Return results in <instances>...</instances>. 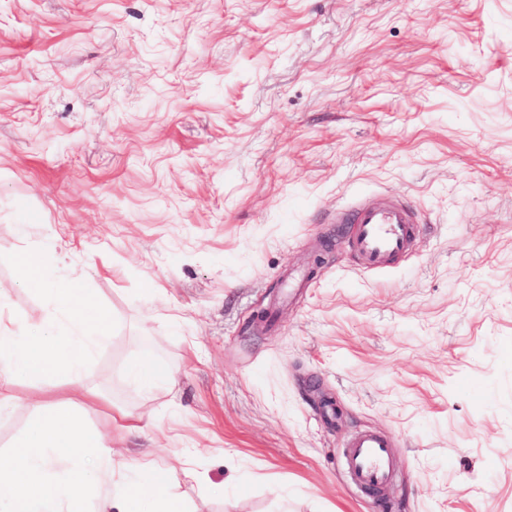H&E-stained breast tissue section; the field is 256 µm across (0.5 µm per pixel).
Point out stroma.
I'll return each mask as SVG.
<instances>
[{"label": "stroma", "instance_id": "obj_1", "mask_svg": "<svg viewBox=\"0 0 512 512\" xmlns=\"http://www.w3.org/2000/svg\"><path fill=\"white\" fill-rule=\"evenodd\" d=\"M367 196L420 228L384 273L336 221ZM30 247L112 314L86 377L141 418L116 462L199 448L189 512H512V0H0L22 325ZM151 357L172 380L127 384ZM346 448L345 466L354 484L364 490H383L389 484L394 461L391 444L384 435L359 432L348 440Z\"/></svg>", "mask_w": 512, "mask_h": 512}]
</instances>
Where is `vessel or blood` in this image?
I'll use <instances>...</instances> for the list:
<instances>
[{"mask_svg": "<svg viewBox=\"0 0 512 512\" xmlns=\"http://www.w3.org/2000/svg\"><path fill=\"white\" fill-rule=\"evenodd\" d=\"M336 221L354 227L350 248L362 264L375 272L387 271L394 258L406 253L416 237L414 215L402 204L358 202L339 210ZM345 466L362 489H384L394 471L390 442L372 431H362L347 442Z\"/></svg>", "mask_w": 512, "mask_h": 512, "instance_id": "1", "label": "vessel or blood"}]
</instances>
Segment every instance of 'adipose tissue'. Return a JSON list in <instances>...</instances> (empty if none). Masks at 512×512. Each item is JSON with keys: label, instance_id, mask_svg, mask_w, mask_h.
<instances>
[{"label": "adipose tissue", "instance_id": "ef3b65f1", "mask_svg": "<svg viewBox=\"0 0 512 512\" xmlns=\"http://www.w3.org/2000/svg\"><path fill=\"white\" fill-rule=\"evenodd\" d=\"M21 288L49 297L52 319L22 330L0 314V408L27 407L28 424L7 455L0 456V506L7 512H84L93 487H100L109 512H186L169 490L165 463L142 464L114 479L112 437L85 419L103 394L84 382L93 351L107 341L110 311L75 282L49 281L40 250L19 258ZM59 374L62 386L82 398L70 410L49 400L42 384ZM33 390L18 395L19 376Z\"/></svg>", "mask_w": 512, "mask_h": 512}]
</instances>
